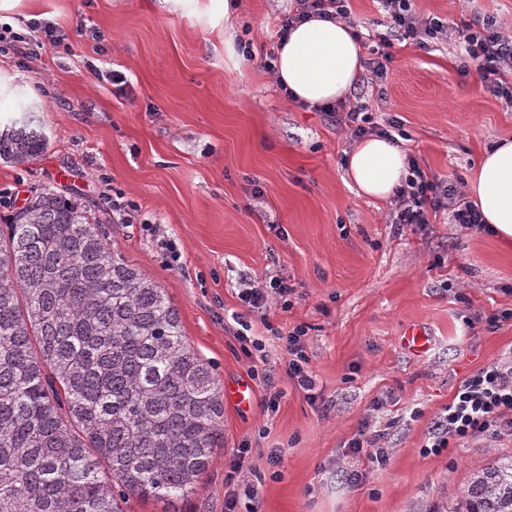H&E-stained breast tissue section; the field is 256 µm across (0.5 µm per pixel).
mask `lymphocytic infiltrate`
Segmentation results:
<instances>
[{
	"label": "lymphocytic infiltrate",
	"mask_w": 512,
	"mask_h": 512,
	"mask_svg": "<svg viewBox=\"0 0 512 512\" xmlns=\"http://www.w3.org/2000/svg\"><path fill=\"white\" fill-rule=\"evenodd\" d=\"M379 3L390 28L401 31L405 39L422 45L448 35V22L434 16L420 17L413 0ZM350 14V0H296L294 12L281 18L276 35L284 37L294 24L315 17L344 20ZM459 37L465 51L461 73L476 74L483 89L512 104V32L489 16L478 26L463 29ZM390 204L396 224H426L432 216L445 212L452 223L468 230L484 228L480 212L465 201L458 186L429 176L412 156ZM305 335L304 327H294L283 336L282 344L286 372L302 389L310 391L315 382L308 370ZM503 428L512 430V362L482 368L461 383L432 433L431 446L446 448L451 441L494 435Z\"/></svg>",
	"instance_id": "obj_1"
}]
</instances>
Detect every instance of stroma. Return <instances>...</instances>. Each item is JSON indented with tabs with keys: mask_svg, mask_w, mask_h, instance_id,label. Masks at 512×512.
I'll return each instance as SVG.
<instances>
[{
	"mask_svg": "<svg viewBox=\"0 0 512 512\" xmlns=\"http://www.w3.org/2000/svg\"><path fill=\"white\" fill-rule=\"evenodd\" d=\"M294 5L236 0L228 13L224 0H0V22L14 31L49 19L69 43L0 53V120L31 107L49 138L33 163L0 162V218L45 186L76 193L162 288L220 386L250 382V404L225 402L224 446L179 512H224V477L243 446L236 478L257 484L258 512H448L473 473L512 454V431L424 450L461 381L512 358V248L443 213L393 224L389 202L349 185L351 127L288 99L264 68ZM415 8L458 28L486 15L512 22V0ZM391 53L387 79L360 80L355 96L373 125L400 119L403 147L426 173L465 188L484 150L512 138V105L460 75V43L398 39ZM114 70L126 84L111 83ZM117 199L136 209L135 223H121ZM162 240L175 241L179 260ZM273 276L293 287L290 306L244 305L243 289ZM412 323L432 337L420 357L398 342ZM300 325L311 392L284 366L280 336ZM243 333L264 344L263 358L246 354ZM364 424L385 467L347 448ZM355 470L365 480L353 487Z\"/></svg>",
	"mask_w": 512,
	"mask_h": 512,
	"instance_id": "stroma-1",
	"label": "stroma"
}]
</instances>
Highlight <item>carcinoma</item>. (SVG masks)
<instances>
[{"label":"carcinoma","mask_w":512,"mask_h":512,"mask_svg":"<svg viewBox=\"0 0 512 512\" xmlns=\"http://www.w3.org/2000/svg\"><path fill=\"white\" fill-rule=\"evenodd\" d=\"M30 113L0 160L39 159ZM224 439V399L163 290L76 201L44 188L0 225V512H125L192 493ZM454 512H512V456Z\"/></svg>","instance_id":"obj_1"}]
</instances>
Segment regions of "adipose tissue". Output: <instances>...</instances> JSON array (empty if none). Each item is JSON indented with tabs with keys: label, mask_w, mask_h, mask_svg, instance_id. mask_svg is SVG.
Returning a JSON list of instances; mask_svg holds the SVG:
<instances>
[{
	"label": "adipose tissue",
	"mask_w": 512,
	"mask_h": 512,
	"mask_svg": "<svg viewBox=\"0 0 512 512\" xmlns=\"http://www.w3.org/2000/svg\"><path fill=\"white\" fill-rule=\"evenodd\" d=\"M275 57L278 83L310 106L345 100L364 72L362 43L354 27L339 20L298 24ZM345 169L359 194L385 199L407 174V154L399 144L372 136L346 154ZM466 195L500 243L512 246V140H500L483 153Z\"/></svg>",
	"instance_id": "1"
}]
</instances>
